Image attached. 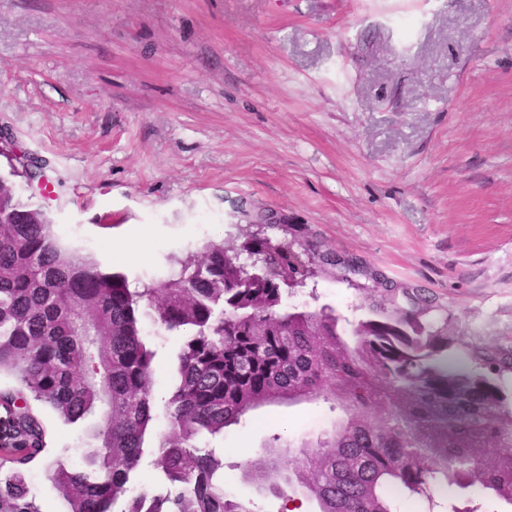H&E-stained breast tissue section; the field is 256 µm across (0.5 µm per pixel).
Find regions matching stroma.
I'll return each instance as SVG.
<instances>
[{
    "label": "stroma",
    "instance_id": "obj_1",
    "mask_svg": "<svg viewBox=\"0 0 512 512\" xmlns=\"http://www.w3.org/2000/svg\"><path fill=\"white\" fill-rule=\"evenodd\" d=\"M0 135L36 174L20 198L130 282L242 243L244 212L270 210L431 300L421 319L447 322L453 349L512 359V0H0ZM282 301L352 323L409 305L330 273ZM142 324L161 400L181 336ZM336 418L321 401L250 411L216 442L226 491L286 512L240 464ZM43 419L49 458L94 447L97 417ZM166 427L146 435L135 491H166Z\"/></svg>",
    "mask_w": 512,
    "mask_h": 512
}]
</instances>
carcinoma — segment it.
<instances>
[{"label": "carcinoma", "instance_id": "cac0c4a2", "mask_svg": "<svg viewBox=\"0 0 512 512\" xmlns=\"http://www.w3.org/2000/svg\"><path fill=\"white\" fill-rule=\"evenodd\" d=\"M246 269L222 242L177 261L163 279L126 275L64 247L52 221L0 180V512H41L27 474L47 450L41 408L73 423L97 411L98 445L82 463L58 460L48 480L69 512H247L224 489L223 449L201 447L264 404L331 401L342 416L316 439L266 444L242 480L316 512H398L400 497L438 507L455 487L512 506V397L497 377L509 362L448 351V325L400 308L346 328L333 310L282 307L280 283L313 274L317 252L251 236ZM182 336L179 382L163 400L162 495H130L154 420L156 350L141 316Z\"/></svg>", "mask_w": 512, "mask_h": 512}]
</instances>
